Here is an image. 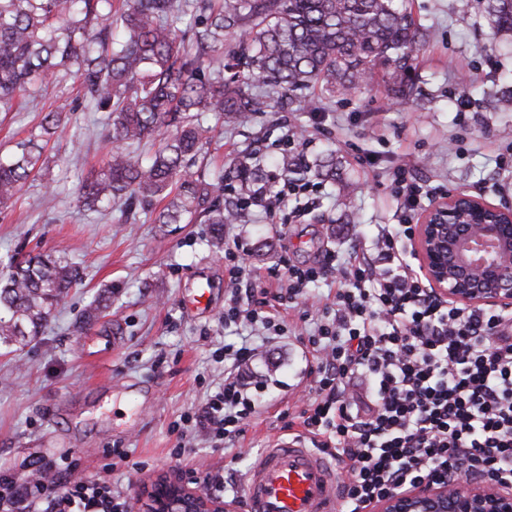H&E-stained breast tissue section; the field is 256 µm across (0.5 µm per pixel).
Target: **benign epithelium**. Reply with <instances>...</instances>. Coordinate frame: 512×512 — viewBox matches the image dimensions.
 Listing matches in <instances>:
<instances>
[{
    "mask_svg": "<svg viewBox=\"0 0 512 512\" xmlns=\"http://www.w3.org/2000/svg\"><path fill=\"white\" fill-rule=\"evenodd\" d=\"M414 238L424 278L442 298L468 308L512 309V207L457 191L419 217ZM239 512L236 501L158 475L142 485L138 512ZM370 512H512V483L461 474L424 481L374 502Z\"/></svg>",
    "mask_w": 512,
    "mask_h": 512,
    "instance_id": "obj_1",
    "label": "benign epithelium"
}]
</instances>
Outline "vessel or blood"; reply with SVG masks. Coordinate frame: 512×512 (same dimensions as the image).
<instances>
[{
  "label": "vessel or blood",
  "mask_w": 512,
  "mask_h": 512,
  "mask_svg": "<svg viewBox=\"0 0 512 512\" xmlns=\"http://www.w3.org/2000/svg\"><path fill=\"white\" fill-rule=\"evenodd\" d=\"M337 484L304 438L274 440L247 475V512H336Z\"/></svg>",
  "instance_id": "b4317fda"
}]
</instances>
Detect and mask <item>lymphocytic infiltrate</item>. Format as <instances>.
Returning a JSON list of instances; mask_svg holds the SVG:
<instances>
[{
    "label": "lymphocytic infiltrate",
    "mask_w": 512,
    "mask_h": 512,
    "mask_svg": "<svg viewBox=\"0 0 512 512\" xmlns=\"http://www.w3.org/2000/svg\"><path fill=\"white\" fill-rule=\"evenodd\" d=\"M409 217L377 225L370 245L346 256L326 251L314 265L281 260L261 273L248 245L224 250L232 286L224 318L261 323L281 336V307L307 283L334 271L331 311L309 339L317 355L315 395L302 413L319 448L347 468L341 512H368L374 501L467 464L474 478L512 480V315L444 303L399 248ZM277 290H270V283ZM253 350L224 348V383L193 416L213 447L238 437L255 405L242 372ZM373 382V404L354 412L347 388L358 372ZM0 512H118L103 478L62 481L42 472L21 479L0 467Z\"/></svg>",
    "instance_id": "obj_1"
}]
</instances>
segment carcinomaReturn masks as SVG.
Masks as SVG:
<instances>
[{"instance_id":"carcinoma-1","label":"carcinoma","mask_w":512,"mask_h":512,"mask_svg":"<svg viewBox=\"0 0 512 512\" xmlns=\"http://www.w3.org/2000/svg\"><path fill=\"white\" fill-rule=\"evenodd\" d=\"M411 0H0V112L35 103L69 74L93 112L106 113L112 149L80 188L90 211L138 203L155 224L201 216L214 245L224 225L243 216L224 207V173L195 169L209 142L202 114L233 122L282 101L356 95L382 69L403 80L425 35ZM497 36L512 38V0H483ZM238 49L224 55L226 36ZM66 109L47 112L39 132L0 156V204L6 205L46 164L45 150ZM168 131L153 154L138 153ZM249 198L273 195L260 164L236 166ZM83 280L79 265L50 254L12 264L0 278V346L41 334L68 291Z\"/></svg>"}]
</instances>
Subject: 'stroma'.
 <instances>
[{"mask_svg": "<svg viewBox=\"0 0 512 512\" xmlns=\"http://www.w3.org/2000/svg\"><path fill=\"white\" fill-rule=\"evenodd\" d=\"M412 14L427 30L410 73L412 96L396 93L393 79L380 74L362 94L325 101L317 112L293 105L248 112L231 124L206 114L211 165L233 167L252 151L268 174L285 155L336 160L335 178L309 177V190L290 200L301 221H289V212L272 220L253 207L225 225V242L249 243L253 266H270L283 253L312 264L326 249L351 251L375 225L399 223L406 200L392 177L401 166L436 194L467 190L512 205V172L497 164L512 156V110L501 108L512 99V42L494 35L480 0H412ZM76 99L68 76L43 98L44 110L69 108L47 150L49 168L0 207V274L39 252L84 272L42 335L15 350L0 347V466L20 478L35 469L52 473L72 449L79 458L73 478L108 474L132 501L146 480L175 471L171 453L181 446L197 478L223 471L228 492L242 500L246 476L269 442L302 429L316 380L308 337L334 299L336 276L310 284L286 310V336L257 342L249 366L256 411L233 447H211L186 417L223 383L220 349L251 333L224 322V251L205 224L173 231L117 206L101 213L80 208L78 188L103 165L110 145L104 113L77 110ZM41 118L31 110L0 112V155L12 153ZM49 189L56 194L50 210L42 204ZM202 276L213 283L215 304L194 312L186 298ZM107 287L111 308L83 324L86 308ZM114 331L119 342L105 345L104 335ZM110 448L130 449L143 469L121 463L104 472Z\"/></svg>", "mask_w": 512, "mask_h": 512, "instance_id": "stroma-1", "label": "stroma"}]
</instances>
